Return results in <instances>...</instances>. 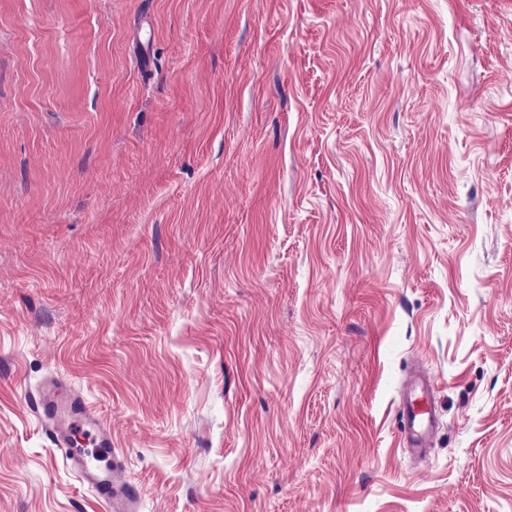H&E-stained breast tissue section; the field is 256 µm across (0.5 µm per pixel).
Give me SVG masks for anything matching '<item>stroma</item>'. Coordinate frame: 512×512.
<instances>
[{"label":"stroma","instance_id":"stroma-1","mask_svg":"<svg viewBox=\"0 0 512 512\" xmlns=\"http://www.w3.org/2000/svg\"><path fill=\"white\" fill-rule=\"evenodd\" d=\"M51 376L139 512H512V0H0V512H106ZM399 432L410 452L425 458L439 428L436 382L422 371H412L402 387L399 403ZM32 404L49 427L54 447L69 463L78 478L102 499L110 512H134L138 494L130 484L119 485L112 473L118 462L112 454V434L81 398L69 393L66 382L54 377ZM82 441L75 440L77 435ZM88 448H94L90 451ZM101 455L103 457H101ZM106 460L104 466L94 463Z\"/></svg>","mask_w":512,"mask_h":512}]
</instances>
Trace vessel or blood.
Here are the masks:
<instances>
[{
  "instance_id": "vessel-or-blood-1",
  "label": "vessel or blood",
  "mask_w": 512,
  "mask_h": 512,
  "mask_svg": "<svg viewBox=\"0 0 512 512\" xmlns=\"http://www.w3.org/2000/svg\"><path fill=\"white\" fill-rule=\"evenodd\" d=\"M32 404L47 424L54 447L109 512H135L138 494L132 485L113 480L118 462L112 453V434L89 405L71 395L59 377L52 378ZM399 423L410 452L426 457L439 428L436 382L427 373L409 374L401 390Z\"/></svg>"
}]
</instances>
